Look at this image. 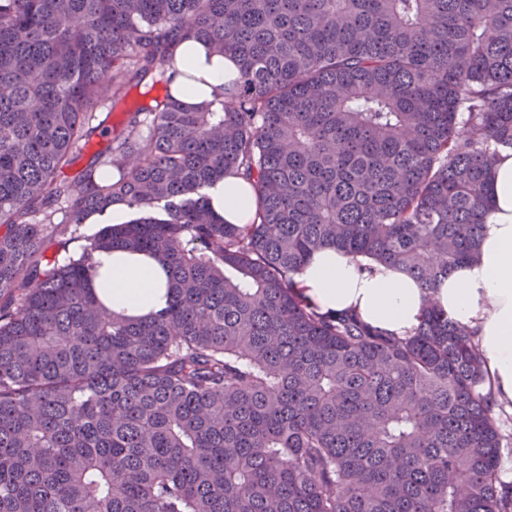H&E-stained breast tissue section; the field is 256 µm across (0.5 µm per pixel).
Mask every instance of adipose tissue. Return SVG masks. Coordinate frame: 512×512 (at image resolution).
Masks as SVG:
<instances>
[{
    "instance_id": "1",
    "label": "adipose tissue",
    "mask_w": 512,
    "mask_h": 512,
    "mask_svg": "<svg viewBox=\"0 0 512 512\" xmlns=\"http://www.w3.org/2000/svg\"><path fill=\"white\" fill-rule=\"evenodd\" d=\"M171 87L183 106L194 108L223 95L236 71L230 58L207 45L182 39L175 50ZM490 203L474 261L449 270L433 293L408 274L384 265L363 270L359 261L330 247L314 253L295 282L322 311L356 312L378 331L405 335L420 322L426 301L470 327L483 358L485 389L497 403L512 404V149L500 150L486 186ZM210 206L227 223L252 218L257 199L249 181L225 175L208 190ZM93 288L112 311L146 317L167 305L168 278L155 259L121 249L96 253Z\"/></svg>"
}]
</instances>
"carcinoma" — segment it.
I'll return each mask as SVG.
<instances>
[{"label": "carcinoma", "mask_w": 512, "mask_h": 512, "mask_svg": "<svg viewBox=\"0 0 512 512\" xmlns=\"http://www.w3.org/2000/svg\"><path fill=\"white\" fill-rule=\"evenodd\" d=\"M183 36L238 66L193 110ZM502 147L512 0H0V512H512L474 331L430 301L383 334L294 280L332 247L432 293ZM228 172L241 227L209 206ZM116 201L47 257L57 205ZM105 248L165 265V310L104 306ZM210 206L228 224L242 226L252 218L257 199L249 181L239 175L227 174L208 189ZM129 209L124 203L115 202L112 208L100 214L89 216L84 223L92 224H60V227H66L67 231L64 236H60V240L64 247L57 249L54 248L48 252L51 256L53 253L57 254L58 260L63 263L67 261L70 256L76 255L81 251L82 246L85 244V239L97 233L106 224H124L126 223ZM76 229V230H75Z\"/></svg>", "instance_id": "1"}]
</instances>
